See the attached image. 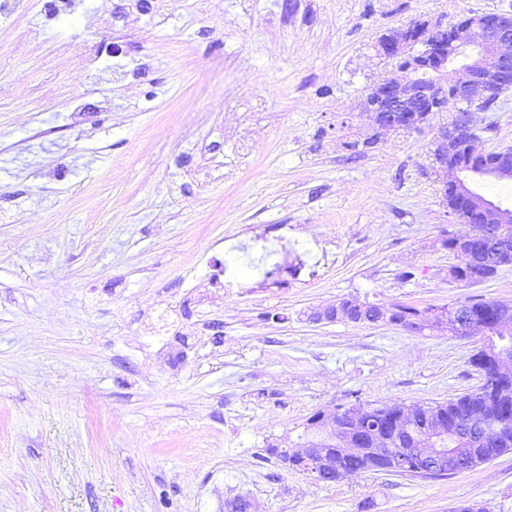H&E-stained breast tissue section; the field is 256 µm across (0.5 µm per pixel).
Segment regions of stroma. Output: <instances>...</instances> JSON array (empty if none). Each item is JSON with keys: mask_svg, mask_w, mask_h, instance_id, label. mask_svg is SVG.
Masks as SVG:
<instances>
[{"mask_svg": "<svg viewBox=\"0 0 512 512\" xmlns=\"http://www.w3.org/2000/svg\"><path fill=\"white\" fill-rule=\"evenodd\" d=\"M45 2L0 14V512H225L238 495L256 512H512V451L321 485L266 453L321 409L477 387L480 333L308 316L512 306V268L449 275L462 259L442 241L471 227L438 198L431 129L367 148L360 107L382 33L512 0H86L51 21ZM475 132L512 147V91ZM281 224L296 274H253L250 245ZM367 306L360 305L357 300H350L349 303L346 305V307L340 309L338 311V319L340 321H347L351 322L347 319V314L352 315H362L364 317L367 313H378L379 310H384L389 312L392 315L391 325L395 326H401L405 324V322L410 321L419 310H417L414 307L404 305V304H390V305H379L377 303H364ZM369 323H387L390 322V320L387 318V315L385 312L378 313L377 315L373 316L371 320H368ZM425 325V319L424 314L418 313L414 320L404 327V329L409 332L416 334V326L423 327Z\"/></svg>", "mask_w": 512, "mask_h": 512, "instance_id": "stroma-1", "label": "stroma"}]
</instances>
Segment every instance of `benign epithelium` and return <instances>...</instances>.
<instances>
[{"instance_id":"benign-epithelium-1","label":"benign epithelium","mask_w":512,"mask_h":512,"mask_svg":"<svg viewBox=\"0 0 512 512\" xmlns=\"http://www.w3.org/2000/svg\"><path fill=\"white\" fill-rule=\"evenodd\" d=\"M377 55L395 63V70L367 90L362 108L373 122L368 138L375 145L383 131L413 132L429 127L434 131L430 166L439 183V197L448 205V187H453L467 213L462 222L479 224L490 235L500 224H512V209L486 198L474 187L473 173L457 163L462 143L474 157L492 154L495 166L484 176L512 180V161L504 150L487 152L474 145V117L487 111L496 92L512 88V10L466 16L455 22L416 20L383 34L376 43ZM465 53V76L448 82V65L459 52ZM451 112L453 119L432 124L436 112ZM512 354L498 350L481 372L484 380L503 386L512 382L508 363ZM363 409H338L324 413L309 430L305 442L293 453L304 465L305 476L314 484L328 482L336 472V455L368 456L391 462L403 473L424 476L457 474L472 469L462 448H440L448 437V417L435 409L403 408L391 416L390 424L378 428ZM410 436L407 448H396L393 436ZM331 447H325V444Z\"/></svg>"}]
</instances>
